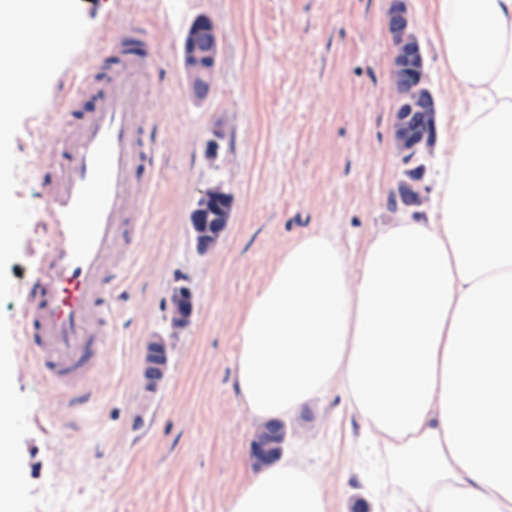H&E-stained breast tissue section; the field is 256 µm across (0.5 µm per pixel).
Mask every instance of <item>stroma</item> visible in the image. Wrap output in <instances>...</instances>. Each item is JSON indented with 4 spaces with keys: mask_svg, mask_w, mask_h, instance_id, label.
<instances>
[{
    "mask_svg": "<svg viewBox=\"0 0 512 512\" xmlns=\"http://www.w3.org/2000/svg\"><path fill=\"white\" fill-rule=\"evenodd\" d=\"M80 7L88 27L79 48L13 139L14 195L35 215L20 258L8 266L15 292L0 305V359L13 368L10 460L25 475L17 512H224L225 498L247 479L256 430L234 379L248 301L303 232L333 227L352 254L378 225L405 215L391 203L408 171L392 141L391 0H80ZM406 7L438 107L417 210L427 218L456 132L448 100L459 91L440 41L438 0H406ZM201 14L220 34L214 88L203 101L190 95L181 65V34ZM132 19L156 43L160 74L146 93L160 129L161 175L138 261L114 294L117 333L76 423L67 398L50 391L13 336L46 207L35 159L58 134L56 101L68 79ZM217 183L233 208L223 236L202 253L190 216L201 192ZM181 287L195 313L173 336L169 308ZM158 334L171 337L168 374L148 392L140 358ZM288 428V455L314 467L331 512H375L390 491L389 469L363 455L361 423L340 390L290 418Z\"/></svg>",
    "mask_w": 512,
    "mask_h": 512,
    "instance_id": "35a3bbf8",
    "label": "stroma"
}]
</instances>
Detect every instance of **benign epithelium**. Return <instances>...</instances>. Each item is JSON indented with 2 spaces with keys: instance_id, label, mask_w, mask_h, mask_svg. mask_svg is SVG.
Returning a JSON list of instances; mask_svg holds the SVG:
<instances>
[{
  "instance_id": "benign-epithelium-1",
  "label": "benign epithelium",
  "mask_w": 512,
  "mask_h": 512,
  "mask_svg": "<svg viewBox=\"0 0 512 512\" xmlns=\"http://www.w3.org/2000/svg\"><path fill=\"white\" fill-rule=\"evenodd\" d=\"M393 60L391 80L398 103V112L392 129V140L401 153H419L432 150L436 140L435 97L428 86L422 44L411 22L406 0H393L387 17ZM219 36L207 15L201 14L186 28L182 39V69L191 94L204 100L213 89L217 70ZM396 197L406 208L419 206L423 197L418 179L410 177L398 183ZM232 196L220 184L211 185L200 195L191 216V224L198 227L196 247L204 253L224 234L232 209ZM194 313L190 292L176 293L170 306V325L178 331L189 323ZM169 347L164 337L157 336L146 347L141 366L143 385L156 389L166 378ZM288 432L282 421L267 422L253 435L251 454L265 464L284 452Z\"/></svg>"
}]
</instances>
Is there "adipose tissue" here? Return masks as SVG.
Masks as SVG:
<instances>
[{
    "label": "adipose tissue",
    "mask_w": 512,
    "mask_h": 512,
    "mask_svg": "<svg viewBox=\"0 0 512 512\" xmlns=\"http://www.w3.org/2000/svg\"><path fill=\"white\" fill-rule=\"evenodd\" d=\"M470 111L433 221L383 224L348 261L297 237L240 320L235 385L252 420L337 388L393 465L398 512H512V0H438ZM224 512H330L302 461L254 471Z\"/></svg>",
    "instance_id": "ef3b65f1"
}]
</instances>
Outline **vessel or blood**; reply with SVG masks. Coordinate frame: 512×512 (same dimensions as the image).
<instances>
[{"label": "vessel or blood", "mask_w": 512, "mask_h": 512, "mask_svg": "<svg viewBox=\"0 0 512 512\" xmlns=\"http://www.w3.org/2000/svg\"><path fill=\"white\" fill-rule=\"evenodd\" d=\"M154 54L148 31L129 22L89 69L71 77L57 101L60 140L39 159L44 246L16 335L74 411L88 404L112 341V293L139 255L160 175L158 134L145 112Z\"/></svg>", "instance_id": "b4317fda"}]
</instances>
